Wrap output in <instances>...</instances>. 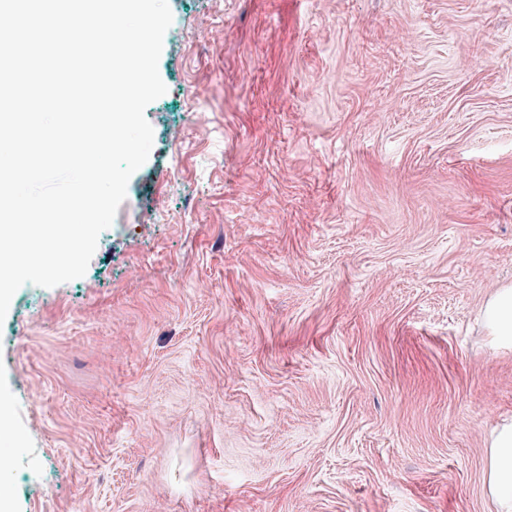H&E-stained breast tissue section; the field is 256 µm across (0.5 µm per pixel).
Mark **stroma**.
Instances as JSON below:
<instances>
[{"label":"stroma","mask_w":512,"mask_h":512,"mask_svg":"<svg viewBox=\"0 0 512 512\" xmlns=\"http://www.w3.org/2000/svg\"><path fill=\"white\" fill-rule=\"evenodd\" d=\"M148 160L0 323V512H495L512 0H169ZM485 325L504 345L512 346V284L500 286L482 310Z\"/></svg>","instance_id":"1"}]
</instances>
